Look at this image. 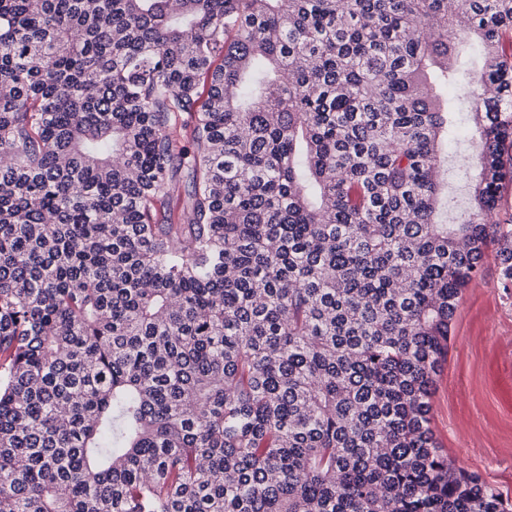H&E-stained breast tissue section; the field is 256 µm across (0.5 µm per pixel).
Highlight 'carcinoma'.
<instances>
[{
    "instance_id": "obj_1",
    "label": "carcinoma",
    "mask_w": 512,
    "mask_h": 512,
    "mask_svg": "<svg viewBox=\"0 0 512 512\" xmlns=\"http://www.w3.org/2000/svg\"><path fill=\"white\" fill-rule=\"evenodd\" d=\"M510 39L512 0H0V512H512L431 428L489 246L512 288ZM479 168L478 151L471 141L461 143L454 154L448 158V191L455 197L457 213L464 210L467 205V184L462 176L466 169L471 174L477 173Z\"/></svg>"
}]
</instances>
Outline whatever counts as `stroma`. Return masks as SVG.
<instances>
[{
  "instance_id": "35a3bbf8",
  "label": "stroma",
  "mask_w": 512,
  "mask_h": 512,
  "mask_svg": "<svg viewBox=\"0 0 512 512\" xmlns=\"http://www.w3.org/2000/svg\"><path fill=\"white\" fill-rule=\"evenodd\" d=\"M475 145L461 143L448 159V190L467 205L464 172H477ZM432 429L456 466L476 471L501 491L512 489V288L486 255L481 276L457 312L448 360L431 399Z\"/></svg>"
}]
</instances>
